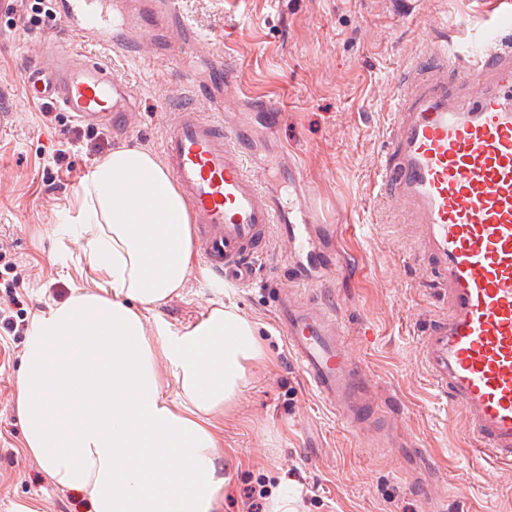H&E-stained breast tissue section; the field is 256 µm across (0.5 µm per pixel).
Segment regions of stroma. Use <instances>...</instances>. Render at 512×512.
Segmentation results:
<instances>
[{
    "label": "stroma",
    "instance_id": "obj_1",
    "mask_svg": "<svg viewBox=\"0 0 512 512\" xmlns=\"http://www.w3.org/2000/svg\"><path fill=\"white\" fill-rule=\"evenodd\" d=\"M185 12L234 60L239 90L222 93L229 121L253 134L251 170L266 173L275 198L288 193L296 167L324 223L335 225L336 276L331 298L352 359L363 366L385 410L380 434L362 439L327 409L288 354L269 299V279L286 262V241L272 237L261 280L250 288L210 289L205 262L192 256L178 295L156 308L150 336L178 334L210 308L225 305L252 323L265 356L249 363L237 399L216 420L224 448L219 512H250L252 489L287 490L294 512H512V482L493 467L466 431L461 411L432 385L419 336L443 309L428 261L402 202L376 195L399 71L436 40L442 25L478 32L487 0H181ZM68 44L57 18L25 30L0 15V88L15 114L0 132V244L26 268L19 317L33 316L87 287L80 246L57 228L87 168L120 146L160 156L170 109L208 77L205 49L176 67L162 44L142 42L135 61L112 57L137 93L128 133L84 125L72 140L68 113L43 117L20 92V63L44 42ZM248 96L276 99L277 121L245 111ZM63 150L61 163L52 160ZM25 336L0 339V512L26 501L37 512H89L79 493L52 485L22 451L16 382ZM430 458L434 469L424 467ZM436 473L445 501L422 500L407 480Z\"/></svg>",
    "mask_w": 512,
    "mask_h": 512
}]
</instances>
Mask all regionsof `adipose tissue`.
I'll return each instance as SVG.
<instances>
[{
    "instance_id": "adipose-tissue-1",
    "label": "adipose tissue",
    "mask_w": 512,
    "mask_h": 512,
    "mask_svg": "<svg viewBox=\"0 0 512 512\" xmlns=\"http://www.w3.org/2000/svg\"><path fill=\"white\" fill-rule=\"evenodd\" d=\"M64 221L93 287L32 319L16 386L24 453L92 512H216L214 421L261 356L253 326L217 306L180 335L150 338V312L185 282L193 226L147 151L121 147L93 165Z\"/></svg>"
}]
</instances>
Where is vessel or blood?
Masks as SVG:
<instances>
[{
	"mask_svg": "<svg viewBox=\"0 0 512 512\" xmlns=\"http://www.w3.org/2000/svg\"><path fill=\"white\" fill-rule=\"evenodd\" d=\"M72 42L47 43L25 61L22 92L86 122L106 114L115 129L133 100L111 56L132 57L134 39L163 41L167 64L204 39L178 0H52ZM512 0H494L477 37L457 30L425 44L398 80L381 198L408 204L421 227L446 308L421 337L433 386L459 409L479 452L512 466ZM213 82L237 86L239 70L215 52ZM252 138L227 126L219 102L189 97L163 138L169 173L199 228L198 249L213 287L255 279L267 240L285 235L294 293L274 297L288 353L307 383L351 429L376 422L381 404L366 372L352 364L336 312L306 299L334 262L317 252L321 224L298 171L287 198L273 199L246 165Z\"/></svg>",
	"mask_w": 512,
	"mask_h": 512,
	"instance_id": "obj_1",
	"label": "vessel or blood"
}]
</instances>
